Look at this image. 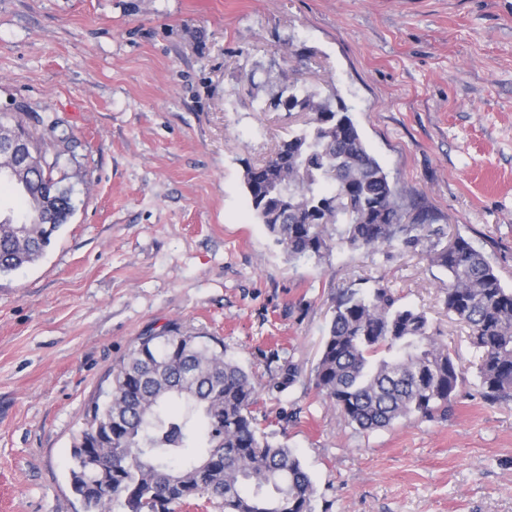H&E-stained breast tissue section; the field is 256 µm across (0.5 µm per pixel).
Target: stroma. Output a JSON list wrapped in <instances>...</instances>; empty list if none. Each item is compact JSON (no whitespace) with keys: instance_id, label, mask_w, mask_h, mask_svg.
I'll return each instance as SVG.
<instances>
[{"instance_id":"obj_1","label":"stroma","mask_w":512,"mask_h":512,"mask_svg":"<svg viewBox=\"0 0 512 512\" xmlns=\"http://www.w3.org/2000/svg\"><path fill=\"white\" fill-rule=\"evenodd\" d=\"M337 94L408 218L482 246L512 288V0H0V113L45 140L76 206L43 257L0 276V512H82L70 452L139 336L223 339L312 512H512V401L474 383L447 276L421 252L288 261L246 166L301 129L263 112ZM383 280L465 367L447 419L363 432L314 387L340 289Z\"/></svg>"}]
</instances>
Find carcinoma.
<instances>
[{
  "mask_svg": "<svg viewBox=\"0 0 512 512\" xmlns=\"http://www.w3.org/2000/svg\"><path fill=\"white\" fill-rule=\"evenodd\" d=\"M308 127L283 140L244 184L254 217L288 260L320 263L334 240L352 251L421 248L448 275V313L480 351L477 381L489 402L512 400V289L483 249L441 224L405 222L399 191L368 151L341 98L293 88ZM18 192L0 220V275L41 257L70 217L73 188L28 171L0 175ZM462 365L429 332L424 313L390 288L339 292L314 371L316 389L350 425L375 431L412 417L448 418ZM255 385L214 336L175 327L138 338L93 402L73 445L71 484L84 512H175L202 499L224 512H311L315 484L299 456L264 436Z\"/></svg>",
  "mask_w": 512,
  "mask_h": 512,
  "instance_id": "carcinoma-1",
  "label": "carcinoma"
}]
</instances>
